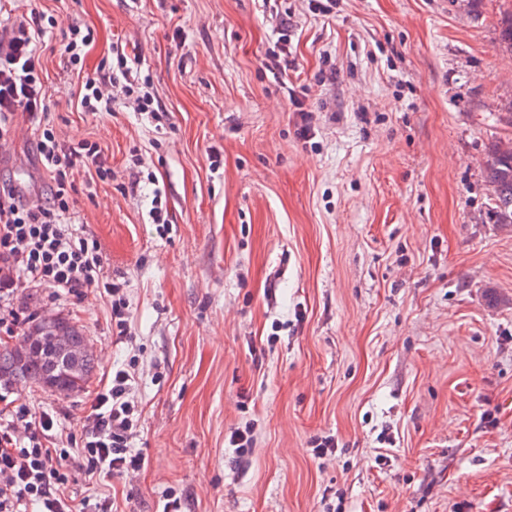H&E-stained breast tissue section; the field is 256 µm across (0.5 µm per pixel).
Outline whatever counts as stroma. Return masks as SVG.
<instances>
[{"label": "stroma", "instance_id": "1", "mask_svg": "<svg viewBox=\"0 0 512 512\" xmlns=\"http://www.w3.org/2000/svg\"><path fill=\"white\" fill-rule=\"evenodd\" d=\"M300 103L269 71L279 33L262 0H12L90 28L82 70L45 56L60 139L98 142L112 167L75 216L126 281L130 341L107 305L28 289L82 326L98 360L63 398L0 394L80 435L110 368L136 360L131 395L147 461L86 479L78 497L120 512H512V228L489 223L485 145L512 136V0H286ZM137 48L171 126L123 100L92 117L83 72ZM312 113L309 138L298 109ZM221 155L210 167L209 149ZM140 162L148 183L129 192ZM0 178L46 180L33 143L0 153ZM169 224L149 216L153 188ZM251 428L245 453L232 431ZM333 439L317 457L318 441Z\"/></svg>", "mask_w": 512, "mask_h": 512}]
</instances>
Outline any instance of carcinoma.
Here are the masks:
<instances>
[{"mask_svg": "<svg viewBox=\"0 0 512 512\" xmlns=\"http://www.w3.org/2000/svg\"><path fill=\"white\" fill-rule=\"evenodd\" d=\"M500 47L512 54V12L500 19ZM482 167L489 217L494 223L509 227L512 225V138L492 139ZM95 365L90 355L69 363L48 337L36 338L29 333L20 345L0 348V384L45 380L49 391L67 397L87 386Z\"/></svg>", "mask_w": 512, "mask_h": 512, "instance_id": "carcinoma-1", "label": "carcinoma"}]
</instances>
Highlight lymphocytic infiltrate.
<instances>
[{
	"mask_svg": "<svg viewBox=\"0 0 512 512\" xmlns=\"http://www.w3.org/2000/svg\"><path fill=\"white\" fill-rule=\"evenodd\" d=\"M58 24L40 12L0 31V146L13 142L19 120L34 130L39 163L48 178L46 191L26 193L0 182V333L15 336L38 313L20 301L23 288H45L78 301L95 294L107 298L119 337L130 334L124 285L114 279L97 236L74 216L78 190L95 195L112 169L97 142L61 141L50 120L41 74L46 36ZM116 63L86 75L80 105L96 115L112 109L122 96L134 111L156 123L167 120L150 75L125 48ZM133 365L113 368L96 391L77 439L58 445L46 411L18 405L0 419V512H118L112 498L74 495V474L121 477L142 469L145 458L130 443L140 426L130 398Z\"/></svg>",
	"mask_w": 512,
	"mask_h": 512,
	"instance_id": "obj_1",
	"label": "lymphocytic infiltrate"
}]
</instances>
